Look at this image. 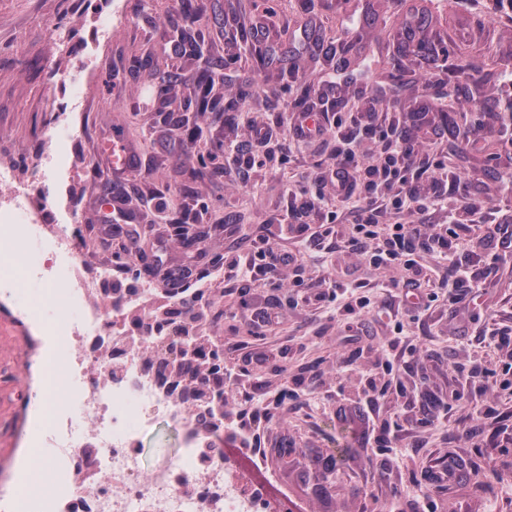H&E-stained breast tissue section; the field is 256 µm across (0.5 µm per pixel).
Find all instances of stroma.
Returning a JSON list of instances; mask_svg holds the SVG:
<instances>
[{
	"label": "stroma",
	"instance_id": "obj_1",
	"mask_svg": "<svg viewBox=\"0 0 512 512\" xmlns=\"http://www.w3.org/2000/svg\"><path fill=\"white\" fill-rule=\"evenodd\" d=\"M68 39V55L55 47ZM268 49L256 65L255 48ZM88 60L92 78L68 70ZM211 95L237 111L190 106L203 71ZM467 117L459 128L444 108ZM266 131L251 137L248 126ZM0 142L17 165L55 150L50 214L83 213L87 246L110 262L118 231L137 230L147 257L185 285L219 287L211 334L226 346L224 445L241 447L237 404L268 405L254 442L266 494L289 512H512V0H0ZM128 153L112 177V143ZM361 161L355 190L373 211L340 205L331 172ZM210 177L193 195L182 170L199 156ZM436 198L425 223L448 235L447 260L421 256L426 298L390 296L400 279L374 256L316 241L319 225L405 224L406 194ZM189 208L209 231L198 250L168 212ZM288 211V226L278 216ZM265 239L289 253V286L236 262ZM34 304L33 320L16 309ZM77 310L55 288L23 279L0 293V505L52 512L65 472L44 435L54 395L66 393L62 326ZM415 346L409 366L389 346ZM481 367L487 379L458 381ZM51 369L53 395L38 387ZM351 450L334 473L323 461L341 437ZM146 465L176 461L177 428L163 418L139 439ZM483 481L448 480L449 456ZM52 467L29 486L34 457ZM26 488L18 496L16 488Z\"/></svg>",
	"mask_w": 512,
	"mask_h": 512
}]
</instances>
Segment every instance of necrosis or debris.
Wrapping results in <instances>:
<instances>
[{"instance_id": "4bbe7bcc", "label": "necrosis or debris", "mask_w": 512, "mask_h": 512, "mask_svg": "<svg viewBox=\"0 0 512 512\" xmlns=\"http://www.w3.org/2000/svg\"><path fill=\"white\" fill-rule=\"evenodd\" d=\"M9 149L0 144L1 224L23 225L26 251L44 249L65 264L54 271L37 262L35 274L80 306L63 334L72 349L68 371L78 386L70 393L72 417L56 419L45 435L49 447L68 460L63 512H265V494L247 489L249 474L224 446V427L213 406L195 402L171 386L162 372L172 326L164 325L129 341L127 315L155 292L136 282L117 297L108 287L117 278L109 264L85 265V227L79 214L69 223L48 217L45 189L54 168L42 162L13 173ZM164 415L182 433L177 462L152 469L142 464L138 427Z\"/></svg>"}]
</instances>
